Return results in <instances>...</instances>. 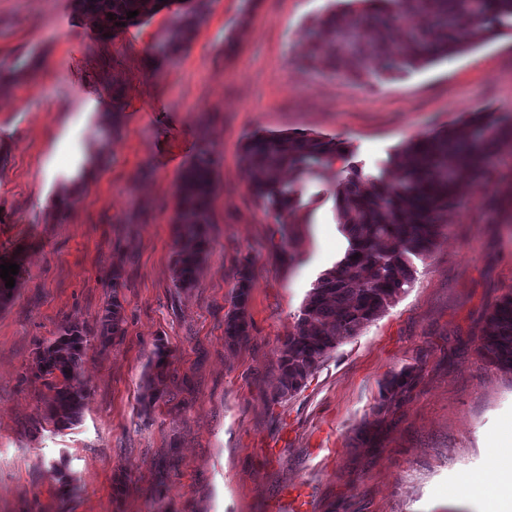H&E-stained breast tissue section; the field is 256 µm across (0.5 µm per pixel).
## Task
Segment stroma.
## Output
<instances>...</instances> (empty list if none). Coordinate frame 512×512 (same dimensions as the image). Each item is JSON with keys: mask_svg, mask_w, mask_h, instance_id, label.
Segmentation results:
<instances>
[{"mask_svg": "<svg viewBox=\"0 0 512 512\" xmlns=\"http://www.w3.org/2000/svg\"><path fill=\"white\" fill-rule=\"evenodd\" d=\"M338 0H173L103 36L73 0H0V512H475L449 489L478 479L491 508V442L512 418V373L485 359L487 319L512 292V152L469 176L404 291L280 393L284 344L348 242L336 184L293 180L281 226L249 191L257 130L344 143L346 177L388 172L409 139L490 108L512 117V20L496 37L393 79L361 84L302 66L305 32ZM203 8L178 60L161 47ZM209 141L221 156L206 257L178 287L179 176ZM71 189L65 207L61 190ZM249 266L247 337L224 317ZM119 299L123 336L101 338ZM87 349L80 418L49 416L38 348L67 325ZM167 352L147 402L148 362ZM407 374L402 392L386 383Z\"/></svg>", "mask_w": 512, "mask_h": 512, "instance_id": "35a3bbf8", "label": "stroma"}]
</instances>
